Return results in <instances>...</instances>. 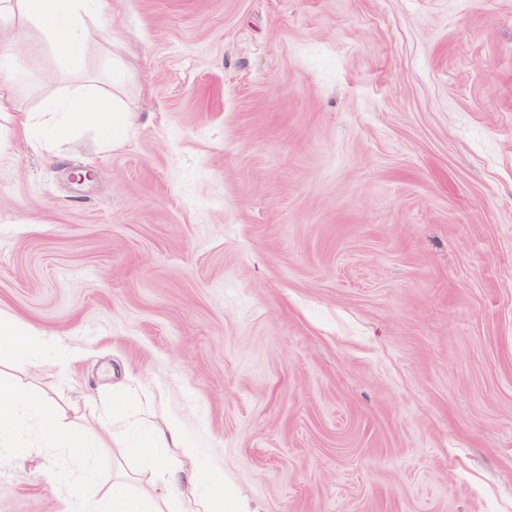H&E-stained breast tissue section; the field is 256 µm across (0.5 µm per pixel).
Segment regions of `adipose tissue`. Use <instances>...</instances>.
<instances>
[{
  "mask_svg": "<svg viewBox=\"0 0 512 512\" xmlns=\"http://www.w3.org/2000/svg\"><path fill=\"white\" fill-rule=\"evenodd\" d=\"M90 0H0V29L38 26L46 36L50 52L44 63L53 69L64 65L82 70L86 46L100 35L89 23ZM18 80L15 52L0 48V112L15 113L14 136L37 141L42 151L54 153L63 138L79 130L99 134L104 146L117 148L134 124V116L120 97L111 102L92 99L85 85L71 87L37 112H17L13 90ZM50 348L45 335L36 333L10 314L0 312V353L40 360ZM112 414L125 428L143 432L140 443L125 445L123 451L142 470L165 481L170 489L158 500L135 497L127 483L113 482L106 504H99L84 471L87 444L79 430L63 422L57 410L37 391L23 384H0V447H15L26 418H35L41 431L40 445L51 465L50 479H62L70 512H181L182 481L176 455H189L176 421L155 423L149 408L126 412L113 402Z\"/></svg>",
  "mask_w": 512,
  "mask_h": 512,
  "instance_id": "ef3b65f1",
  "label": "adipose tissue"
}]
</instances>
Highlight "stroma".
Listing matches in <instances>:
<instances>
[{
  "instance_id": "stroma-1",
  "label": "stroma",
  "mask_w": 512,
  "mask_h": 512,
  "mask_svg": "<svg viewBox=\"0 0 512 512\" xmlns=\"http://www.w3.org/2000/svg\"><path fill=\"white\" fill-rule=\"evenodd\" d=\"M87 74L135 123L106 150L0 151V364L120 460L102 404L154 394L234 512H512V0H105ZM17 42V105L77 76ZM38 434L0 512H66ZM49 339L38 334L10 314L0 311V353L22 355L29 362L39 361L49 350Z\"/></svg>"
}]
</instances>
